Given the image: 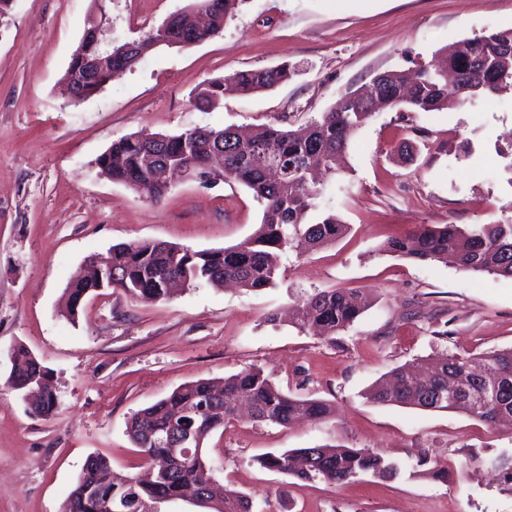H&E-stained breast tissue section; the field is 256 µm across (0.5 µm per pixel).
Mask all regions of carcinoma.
<instances>
[{
	"mask_svg": "<svg viewBox=\"0 0 512 512\" xmlns=\"http://www.w3.org/2000/svg\"><path fill=\"white\" fill-rule=\"evenodd\" d=\"M245 0H194L191 8L203 9L211 21L200 39L218 35L229 14ZM189 12L170 15L160 26L134 40L135 49L124 57L125 68L140 61L143 52L165 41L171 29L183 28ZM512 28L476 36L448 47L445 69L419 65L415 69H395L385 74L384 90L350 91L327 112L296 129L275 124L260 126L250 139L242 140L231 128H191L179 134H162L151 141L129 135L115 142L96 159L98 173L132 188H145L162 197L175 183L176 171L191 167L214 177L212 183L234 182L252 191L263 206L258 230L242 243L222 248L191 250L163 241H133L112 247V288L146 302L166 299L170 285L181 286L234 283L248 291L275 286L282 255L301 245L316 250L342 238L347 225L321 208L327 184L318 172L336 175V161L350 147L356 131L377 110L430 112L463 104L485 92L512 89ZM103 52L101 44L80 40L65 71L70 81L82 74L85 62ZM478 69L469 76L470 89L448 87V70H458L469 60ZM293 69L282 64L275 68L238 71L205 81L194 98L215 107L224 97L226 83L245 95L272 90L293 76ZM222 156L220 168L211 169V160ZM280 164L283 177L271 181L267 169ZM381 251L415 261H436L454 256L459 267L476 274L512 278V224H474L463 231L455 224L423 227L395 236ZM106 288L105 277L96 269H86L65 289L66 316L73 320L91 294ZM367 294L354 289H332L298 297L295 324L316 326L323 339L336 343V335L352 326L367 310ZM480 370L472 369L473 358L446 353L433 360L430 376L421 377L418 362L404 364L390 373V381H378L366 399L382 405L414 407L421 410H452L465 413L495 429H512V347L483 354ZM51 369L20 345L14 351L9 382L27 391L29 386L50 375ZM224 401L213 406V413H197L201 403L213 401L215 384L207 379L188 382L168 396L136 412L128 421L127 436L139 448L143 464L166 454V441L172 434L192 432L190 453L171 466L161 479L140 482L135 476L109 477L112 467L107 458L92 455L70 493L63 512H102L105 501H112L116 512H142L147 505L183 500H199L202 486L212 485L205 495L213 512H252L245 494L227 489L215 481L203 457L205 439L225 430L236 419L229 403L247 395L254 412L251 419L288 427L303 419L319 421L331 414L323 400L298 398L284 392L257 368H248L224 378ZM59 408L53 391H47L33 406L39 417H48ZM264 468L303 481L320 479L344 484L361 475L390 479L400 473V465L364 448L315 446L266 453L257 459ZM512 485V454L488 460Z\"/></svg>",
	"mask_w": 512,
	"mask_h": 512,
	"instance_id": "obj_1",
	"label": "carcinoma"
}]
</instances>
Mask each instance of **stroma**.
<instances>
[{"label":"stroma","mask_w":512,"mask_h":512,"mask_svg":"<svg viewBox=\"0 0 512 512\" xmlns=\"http://www.w3.org/2000/svg\"><path fill=\"white\" fill-rule=\"evenodd\" d=\"M192 0H110L104 41L156 27ZM93 0H13L0 17V512H62L89 455L139 462L131 416L198 379L261 368L332 416L290 427L243 420L205 442L218 481L253 512H512V486L470 457L512 452V431L457 411L369 402L406 362L512 347V280L382 252L414 227L512 223V91L434 112L375 113L356 133L325 203L348 225L336 244L283 256L260 292L199 285L146 303L119 290L61 314L87 258L165 241L193 250L252 236L262 207L240 184L194 179L163 197L102 177L97 157L131 134L191 127L297 126L377 73L436 61L440 49L512 28V0H245L222 32L160 47L80 104L60 82ZM295 65L287 84L193 104L204 80ZM358 288L369 307L329 344L291 323L299 295ZM51 370L58 412L30 414L8 377L17 345ZM367 448L398 477L301 481L258 456L317 445ZM426 464H419V457Z\"/></svg>","instance_id":"obj_1"}]
</instances>
